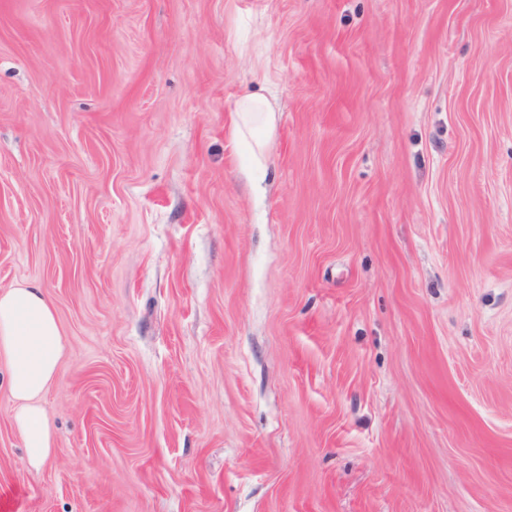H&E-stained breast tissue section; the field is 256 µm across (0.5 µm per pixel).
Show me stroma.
<instances>
[{"instance_id": "35a3bbf8", "label": "stroma", "mask_w": 512, "mask_h": 512, "mask_svg": "<svg viewBox=\"0 0 512 512\" xmlns=\"http://www.w3.org/2000/svg\"><path fill=\"white\" fill-rule=\"evenodd\" d=\"M22 285L63 353L36 472L0 362V512H512V0H0ZM276 112L259 94L239 98L232 115L234 137L248 146L252 166L264 167L268 141L276 126Z\"/></svg>"}]
</instances>
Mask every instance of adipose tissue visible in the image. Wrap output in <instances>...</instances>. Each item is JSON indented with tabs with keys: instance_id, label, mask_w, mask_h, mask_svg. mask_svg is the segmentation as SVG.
Masks as SVG:
<instances>
[{
	"instance_id": "ef3b65f1",
	"label": "adipose tissue",
	"mask_w": 512,
	"mask_h": 512,
	"mask_svg": "<svg viewBox=\"0 0 512 512\" xmlns=\"http://www.w3.org/2000/svg\"><path fill=\"white\" fill-rule=\"evenodd\" d=\"M276 119L265 96L250 94L235 103L232 132L247 145L254 166L266 163ZM62 353L54 307L39 287H16L0 293V358L7 363L9 392L16 404L13 426L35 470L52 453V430L40 398L56 379Z\"/></svg>"
}]
</instances>
